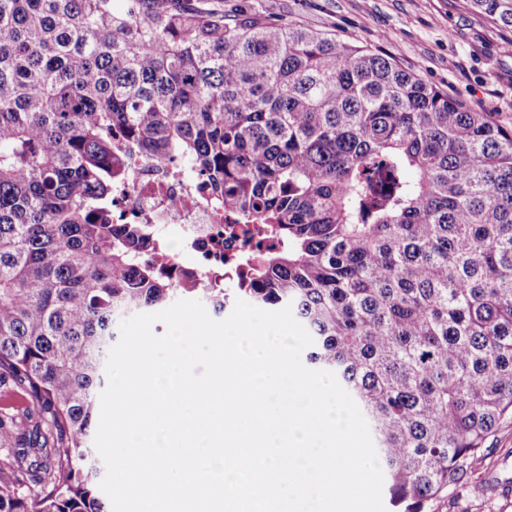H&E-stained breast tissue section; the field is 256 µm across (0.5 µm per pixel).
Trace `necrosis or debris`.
<instances>
[{
  "label": "necrosis or debris",
  "mask_w": 512,
  "mask_h": 512,
  "mask_svg": "<svg viewBox=\"0 0 512 512\" xmlns=\"http://www.w3.org/2000/svg\"><path fill=\"white\" fill-rule=\"evenodd\" d=\"M204 180L190 167L171 175L154 159L139 162L133 179L112 197V217L125 224H159L164 235H150L145 252L170 268L176 284L194 281L200 288H220L234 270L240 241L224 233V209L203 189Z\"/></svg>",
  "instance_id": "1"
}]
</instances>
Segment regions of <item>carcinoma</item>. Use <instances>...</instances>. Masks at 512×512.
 Instances as JSON below:
<instances>
[{"label": "carcinoma", "instance_id": "1", "mask_svg": "<svg viewBox=\"0 0 512 512\" xmlns=\"http://www.w3.org/2000/svg\"><path fill=\"white\" fill-rule=\"evenodd\" d=\"M512 29V0H470ZM186 163L246 274L176 288L112 223ZM193 296L292 305L366 418L394 512L467 484L512 418V131L396 60L174 0H0V512H106L89 450L120 321Z\"/></svg>", "mask_w": 512, "mask_h": 512}]
</instances>
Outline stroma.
Returning a JSON list of instances; mask_svg holds the SVG:
<instances>
[{
    "instance_id": "obj_1",
    "label": "stroma",
    "mask_w": 512,
    "mask_h": 512,
    "mask_svg": "<svg viewBox=\"0 0 512 512\" xmlns=\"http://www.w3.org/2000/svg\"><path fill=\"white\" fill-rule=\"evenodd\" d=\"M225 13L254 9L366 45L423 81L512 130V31L490 23L468 0H209ZM477 466L482 492L467 489L431 501L428 512H512V419L489 441Z\"/></svg>"
}]
</instances>
